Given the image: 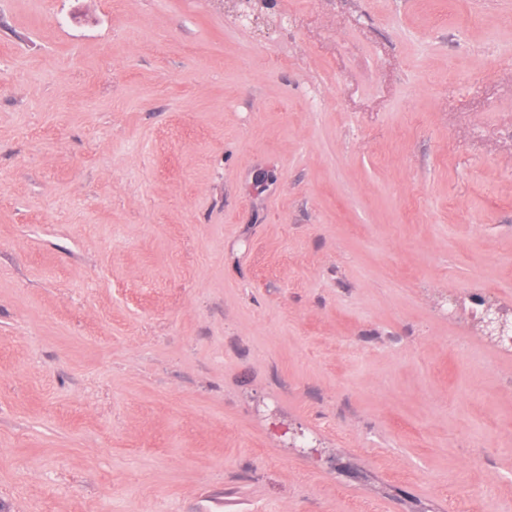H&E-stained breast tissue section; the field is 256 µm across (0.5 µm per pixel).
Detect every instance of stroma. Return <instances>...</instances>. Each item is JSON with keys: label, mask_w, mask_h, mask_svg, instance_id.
<instances>
[{"label": "stroma", "mask_w": 512, "mask_h": 512, "mask_svg": "<svg viewBox=\"0 0 512 512\" xmlns=\"http://www.w3.org/2000/svg\"><path fill=\"white\" fill-rule=\"evenodd\" d=\"M254 6L0 0V512H512V0ZM510 324V331L512 330V317L509 320L507 313L493 304L486 307L485 314L477 322L479 331L488 338L492 336H501Z\"/></svg>", "instance_id": "35a3bbf8"}]
</instances>
